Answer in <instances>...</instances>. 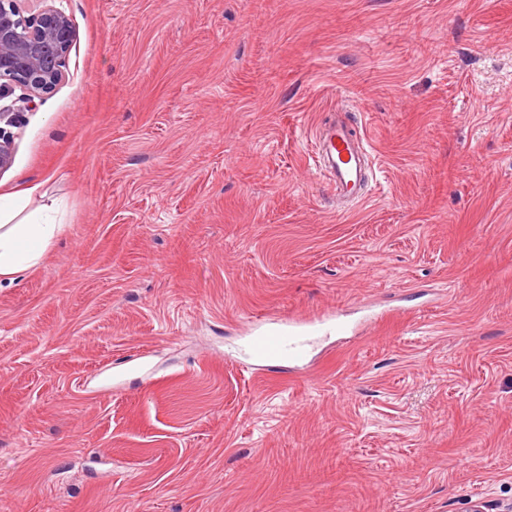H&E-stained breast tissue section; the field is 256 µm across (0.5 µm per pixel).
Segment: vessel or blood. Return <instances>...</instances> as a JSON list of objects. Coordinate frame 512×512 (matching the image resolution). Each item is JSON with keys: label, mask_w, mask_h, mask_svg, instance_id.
I'll return each mask as SVG.
<instances>
[{"label": "vessel or blood", "mask_w": 512, "mask_h": 512, "mask_svg": "<svg viewBox=\"0 0 512 512\" xmlns=\"http://www.w3.org/2000/svg\"><path fill=\"white\" fill-rule=\"evenodd\" d=\"M317 166L335 189L337 197L349 202L365 195L366 163L369 159L365 138L359 137L344 119H332L316 132ZM330 329L347 335L350 327L328 314L291 315L262 322L248 336L243 348L246 359L260 369L284 372L306 369L314 358L308 346L311 333Z\"/></svg>", "instance_id": "obj_1"}]
</instances>
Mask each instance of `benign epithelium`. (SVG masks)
I'll use <instances>...</instances> for the list:
<instances>
[{"instance_id": "benign-epithelium-1", "label": "benign epithelium", "mask_w": 512, "mask_h": 512, "mask_svg": "<svg viewBox=\"0 0 512 512\" xmlns=\"http://www.w3.org/2000/svg\"><path fill=\"white\" fill-rule=\"evenodd\" d=\"M21 2L0 0V95L19 88L29 104L62 81L75 31L62 9L46 4L25 16ZM13 159L12 140L0 129V173Z\"/></svg>"}]
</instances>
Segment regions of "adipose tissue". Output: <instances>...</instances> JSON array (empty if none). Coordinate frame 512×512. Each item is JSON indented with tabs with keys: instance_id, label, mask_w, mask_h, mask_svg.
<instances>
[{
	"instance_id": "obj_1",
	"label": "adipose tissue",
	"mask_w": 512,
	"mask_h": 512,
	"mask_svg": "<svg viewBox=\"0 0 512 512\" xmlns=\"http://www.w3.org/2000/svg\"><path fill=\"white\" fill-rule=\"evenodd\" d=\"M58 206L29 208L23 196H0V280L35 266L62 229Z\"/></svg>"
}]
</instances>
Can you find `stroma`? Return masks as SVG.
<instances>
[{
    "instance_id": "stroma-1",
    "label": "stroma",
    "mask_w": 512,
    "mask_h": 512,
    "mask_svg": "<svg viewBox=\"0 0 512 512\" xmlns=\"http://www.w3.org/2000/svg\"><path fill=\"white\" fill-rule=\"evenodd\" d=\"M55 5L64 80L0 99V194L66 207L0 282V512L512 503V0ZM341 108L374 164L343 208L311 160ZM327 310L313 371L238 357Z\"/></svg>"
}]
</instances>
